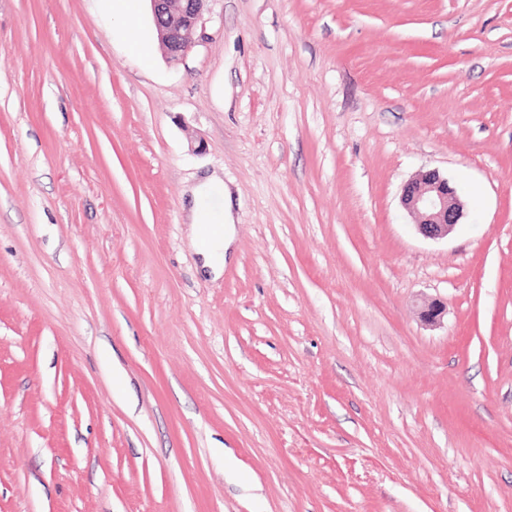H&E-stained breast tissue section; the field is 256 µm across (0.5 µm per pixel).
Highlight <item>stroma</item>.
<instances>
[{"label": "stroma", "instance_id": "obj_1", "mask_svg": "<svg viewBox=\"0 0 512 512\" xmlns=\"http://www.w3.org/2000/svg\"><path fill=\"white\" fill-rule=\"evenodd\" d=\"M136 24L0 0V512H512V0H207L176 64ZM401 204L415 218L418 233L428 239L447 238L463 213L457 186L436 169L411 179L403 188ZM215 197L224 198V182L221 179L213 178L203 184L195 193L192 209L193 224H206L209 233H214L222 224L219 233L216 235H205L201 233L198 237L197 249L203 256V269L212 273H219L224 270L225 251L227 242L225 239V207L218 211L208 207V202ZM215 222L216 224H211Z\"/></svg>", "mask_w": 512, "mask_h": 512}]
</instances>
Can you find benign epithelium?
I'll return each mask as SVG.
<instances>
[{
    "label": "benign epithelium",
    "mask_w": 512,
    "mask_h": 512,
    "mask_svg": "<svg viewBox=\"0 0 512 512\" xmlns=\"http://www.w3.org/2000/svg\"><path fill=\"white\" fill-rule=\"evenodd\" d=\"M157 37L167 59L181 61L192 47L190 35L198 25L208 0H149ZM403 208L415 218L419 234L428 239H443L456 228L462 217L463 204L458 188L436 169L411 179L401 195ZM444 302L424 301L419 308L420 320L439 324L446 313Z\"/></svg>",
    "instance_id": "obj_1"
}]
</instances>
